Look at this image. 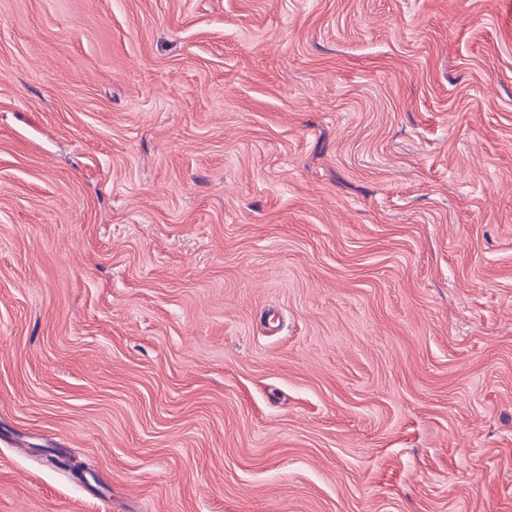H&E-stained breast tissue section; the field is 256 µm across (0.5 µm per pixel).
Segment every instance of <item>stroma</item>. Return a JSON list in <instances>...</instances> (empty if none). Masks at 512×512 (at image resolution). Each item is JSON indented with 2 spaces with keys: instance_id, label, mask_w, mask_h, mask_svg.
<instances>
[{
  "instance_id": "obj_1",
  "label": "stroma",
  "mask_w": 512,
  "mask_h": 512,
  "mask_svg": "<svg viewBox=\"0 0 512 512\" xmlns=\"http://www.w3.org/2000/svg\"><path fill=\"white\" fill-rule=\"evenodd\" d=\"M0 512H512V0H0Z\"/></svg>"
}]
</instances>
